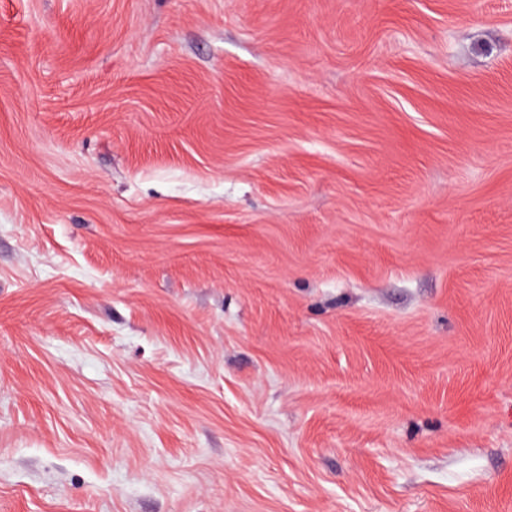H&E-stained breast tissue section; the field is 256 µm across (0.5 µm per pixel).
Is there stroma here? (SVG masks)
I'll return each mask as SVG.
<instances>
[{"label":"stroma","mask_w":512,"mask_h":512,"mask_svg":"<svg viewBox=\"0 0 512 512\" xmlns=\"http://www.w3.org/2000/svg\"><path fill=\"white\" fill-rule=\"evenodd\" d=\"M0 512H512V0H0Z\"/></svg>","instance_id":"stroma-1"}]
</instances>
